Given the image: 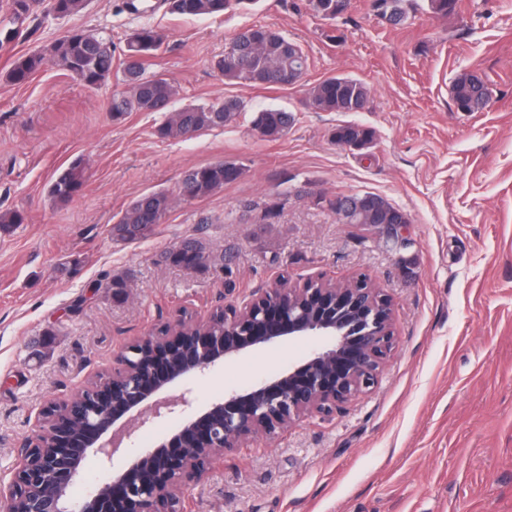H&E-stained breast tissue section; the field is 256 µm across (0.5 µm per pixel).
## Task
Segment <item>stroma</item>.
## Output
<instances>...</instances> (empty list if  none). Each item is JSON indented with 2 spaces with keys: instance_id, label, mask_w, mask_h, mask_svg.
Instances as JSON below:
<instances>
[{
  "instance_id": "1",
  "label": "stroma",
  "mask_w": 512,
  "mask_h": 512,
  "mask_svg": "<svg viewBox=\"0 0 512 512\" xmlns=\"http://www.w3.org/2000/svg\"><path fill=\"white\" fill-rule=\"evenodd\" d=\"M124 2L90 0L0 48V211L25 217L0 227V475L39 408L111 369L117 351L177 309L204 315L284 275L365 273L396 308L398 341L378 384L331 419L226 454L185 488L187 512H512V0H459L445 17L410 8L397 24L374 0H347L333 21L308 0H257L217 18L162 7L137 16ZM143 24L166 33L149 71L177 87L171 109L235 97L243 112L177 139L157 135L162 112L113 119L124 38ZM252 25L301 45L299 84H229L214 69L227 39ZM75 26L116 47L101 86L52 66L8 82L14 57ZM466 71L492 90L482 111L452 102ZM339 75L367 85V110L306 109L308 88ZM266 108L294 116L287 135L254 133ZM346 122L373 130L367 147L332 143ZM224 161L242 177L182 195L188 170ZM76 162L85 185L58 202L51 184ZM151 192L173 200L163 223L134 242L114 239L127 206ZM365 193L408 224L394 233L337 215L339 198ZM189 238L211 252L207 268L168 260ZM116 276L126 288H111ZM317 344L302 337L227 361L195 381L197 406L288 370Z\"/></svg>"
}]
</instances>
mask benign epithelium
I'll return each mask as SVG.
<instances>
[{
	"label": "benign epithelium",
	"mask_w": 512,
	"mask_h": 512,
	"mask_svg": "<svg viewBox=\"0 0 512 512\" xmlns=\"http://www.w3.org/2000/svg\"><path fill=\"white\" fill-rule=\"evenodd\" d=\"M304 336L319 346L299 364L195 412L198 375L249 348ZM396 340L393 300L365 275L349 285L321 276L293 284L284 276L205 317L184 308L172 327L118 351L109 377L41 409L43 425L18 448L9 481L0 478V512H15L16 503L22 512H184L182 488L201 481L213 461L303 418L330 419L372 389ZM145 352L147 370L139 360ZM172 386L179 394L162 395ZM176 412L184 417L169 438L132 453L85 497L69 495L89 455L106 467L123 440Z\"/></svg>",
	"instance_id": "7a95c632"
}]
</instances>
